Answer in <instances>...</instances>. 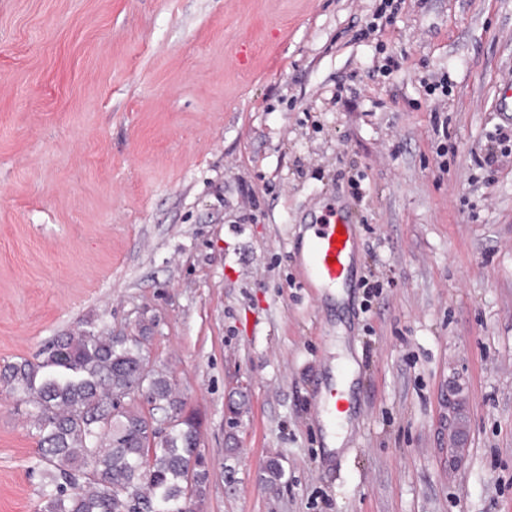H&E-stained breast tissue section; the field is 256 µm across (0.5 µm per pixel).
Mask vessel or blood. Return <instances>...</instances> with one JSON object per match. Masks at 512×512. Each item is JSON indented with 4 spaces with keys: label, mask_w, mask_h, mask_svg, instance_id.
I'll return each instance as SVG.
<instances>
[{
    "label": "vessel or blood",
    "mask_w": 512,
    "mask_h": 512,
    "mask_svg": "<svg viewBox=\"0 0 512 512\" xmlns=\"http://www.w3.org/2000/svg\"><path fill=\"white\" fill-rule=\"evenodd\" d=\"M356 228L348 211L317 217L303 266L310 281L326 287H350Z\"/></svg>",
    "instance_id": "b4317fda"
}]
</instances>
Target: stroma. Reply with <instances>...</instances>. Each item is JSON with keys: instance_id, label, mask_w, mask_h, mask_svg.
Masks as SVG:
<instances>
[{"instance_id": "35a3bbf8", "label": "stroma", "mask_w": 512, "mask_h": 512, "mask_svg": "<svg viewBox=\"0 0 512 512\" xmlns=\"http://www.w3.org/2000/svg\"><path fill=\"white\" fill-rule=\"evenodd\" d=\"M380 3L0 0V366L149 324L201 420L200 512H512V156L479 166L512 0H399L360 39ZM441 73L452 95L426 96ZM348 199L364 285L337 298L307 284L300 242ZM37 448L0 388V512H38Z\"/></svg>"}]
</instances>
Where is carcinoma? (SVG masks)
Segmentation results:
<instances>
[{
	"instance_id": "cac0c4a2",
	"label": "carcinoma",
	"mask_w": 512,
	"mask_h": 512,
	"mask_svg": "<svg viewBox=\"0 0 512 512\" xmlns=\"http://www.w3.org/2000/svg\"><path fill=\"white\" fill-rule=\"evenodd\" d=\"M150 339L145 324L135 336L81 330L0 369L38 436L40 512H196L204 501L200 422L173 377L150 366Z\"/></svg>"
}]
</instances>
